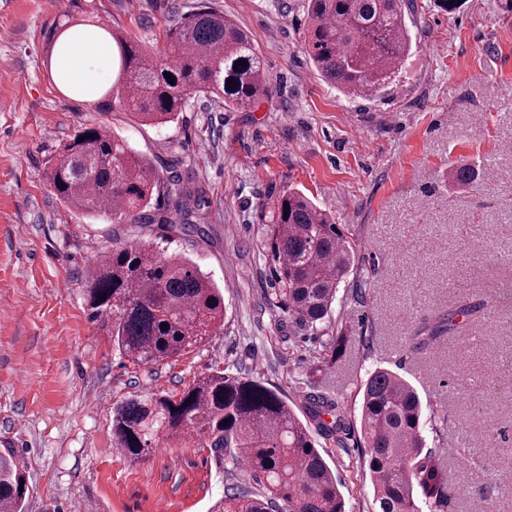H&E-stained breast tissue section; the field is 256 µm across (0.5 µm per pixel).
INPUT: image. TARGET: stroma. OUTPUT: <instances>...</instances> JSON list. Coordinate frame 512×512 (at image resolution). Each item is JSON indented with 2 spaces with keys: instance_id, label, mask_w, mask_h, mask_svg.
Listing matches in <instances>:
<instances>
[{
  "instance_id": "1",
  "label": "stroma",
  "mask_w": 512,
  "mask_h": 512,
  "mask_svg": "<svg viewBox=\"0 0 512 512\" xmlns=\"http://www.w3.org/2000/svg\"><path fill=\"white\" fill-rule=\"evenodd\" d=\"M199 0H0V451L28 476L24 512H214L246 470L224 454L168 446L134 461L112 438V407L137 394L179 395L213 369L277 387L302 412L312 387L359 413L369 370H400L446 418L443 462L466 459L451 479L454 512H512V0H409L412 52L378 96L349 99L315 71L304 48L306 0H212L250 36L269 92L248 112L189 100L154 126L125 111L78 101L54 79L48 32L76 19L120 28L147 50ZM108 126L157 167L181 164L202 190V233L172 234L222 289L226 312L208 343L178 360L139 367L112 342V320L91 316L84 288L94 256L113 239L149 242L157 227L69 211L45 176L83 127ZM484 162V189L448 178L454 164ZM304 192L346 225L358 260L332 320L352 338L337 364L318 367L323 331L292 330L270 306L264 215L283 191ZM366 280L355 295L357 280ZM493 317L467 323L427 351L406 345L422 318L457 307L469 289ZM319 450L341 484L346 512H372L360 467L364 448ZM492 484L482 500L479 490Z\"/></svg>"
}]
</instances>
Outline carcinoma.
Here are the masks:
<instances>
[{
  "instance_id": "carcinoma-1",
  "label": "carcinoma",
  "mask_w": 512,
  "mask_h": 512,
  "mask_svg": "<svg viewBox=\"0 0 512 512\" xmlns=\"http://www.w3.org/2000/svg\"><path fill=\"white\" fill-rule=\"evenodd\" d=\"M405 0H307V51L315 70L345 95L366 98L402 70L411 50ZM83 30L67 21L48 34L57 52L66 32ZM112 39V84L99 102L147 123L174 121L193 95L214 96L224 107L247 112L268 94L264 63L247 33L205 2L168 26L167 59L142 48L121 29ZM243 64H237L238 60ZM174 83H169L165 73ZM235 84L226 89L227 79ZM452 182H476L469 166L450 169ZM49 183L68 209L107 215L115 224H156L163 232L200 231L203 216L190 206L192 192L173 165L160 173L148 159L105 126L76 131L51 164ZM166 193L180 217L151 212L154 195ZM289 210H284V207ZM272 267L270 303L292 325L314 330L329 318L337 292L352 270L357 244L350 232L303 194L288 190L261 225ZM92 314L112 317V339L137 366H154L205 344L224 320V296L190 260L168 254L155 242L116 243L99 255L86 281ZM471 299L457 309L424 319L426 335L411 337L423 351L461 333L462 323L489 309ZM352 344L341 329L327 337L320 363H336ZM301 420L280 391L222 369L211 371L179 397L148 393L112 411V437L127 457L140 459L160 443L224 451L228 463L244 465L256 487L224 495L222 512H345L336 476L317 448L320 436L343 448L352 420L338 398L314 390ZM427 416L416 388L387 368L368 373L360 433L366 453L374 512H449L452 502L442 449L429 448ZM29 492L14 452L0 453V512H22Z\"/></svg>"
}]
</instances>
